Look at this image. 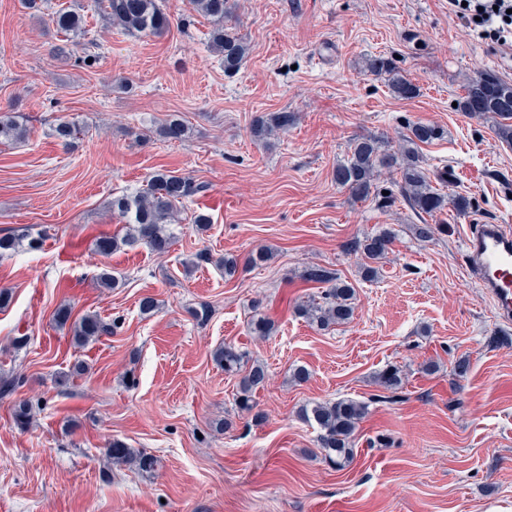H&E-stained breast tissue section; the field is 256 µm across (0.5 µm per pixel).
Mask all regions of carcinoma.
<instances>
[{
    "label": "carcinoma",
    "instance_id": "carcinoma-1",
    "mask_svg": "<svg viewBox=\"0 0 512 512\" xmlns=\"http://www.w3.org/2000/svg\"><path fill=\"white\" fill-rule=\"evenodd\" d=\"M94 3L109 23L130 36H160L168 30L171 15L168 0H94ZM212 22L209 35L210 46L219 53L224 62V73L238 72L249 47L235 27L229 24L233 14L231 0H191ZM51 22L64 34L74 36L85 32L84 16L74 10L62 8L54 12ZM365 71L385 76L390 93L399 99H412L419 94V88L404 74L395 61L384 56H370L365 59ZM455 110L474 119L492 117L495 119L496 136L512 143V84L490 71H481L469 77L464 86V94L457 99ZM299 120L296 112H269L258 115L253 120V136L261 139L273 132L286 133ZM186 125L179 119H170L157 129L160 137L180 141L185 137ZM54 136L64 144L79 132L76 124L61 121L53 128ZM444 130L424 121L410 122L406 133L402 134L398 147L387 148L385 141L375 136L357 137L350 144L346 157L336 163L333 180L338 187L356 201L375 199L376 181L384 170L399 172V193L412 210L435 220L433 224H418L417 237L422 241L434 238L435 234L446 231L438 223L448 207L459 214H465L471 207V200L463 194L453 197L440 192L424 167L421 145L440 139ZM27 136L26 127L12 113H0V140L20 141ZM204 185L188 176L168 170L156 171L149 180L147 189L134 196L112 199V211L118 213L124 224L116 233L105 235L96 241V249L103 256H109L125 247L143 246L149 251L163 255L170 251L174 236L168 231L178 205L184 200L202 192ZM49 237L44 230L35 237L19 234L0 236V256L15 252L22 244L31 250L42 247ZM391 243L390 231L379 233L351 243L349 251L361 254L364 262L360 265L364 278L378 277L377 263L383 259ZM308 283L324 284L321 300H310L298 307V313L317 326L327 329L332 325L349 320L354 311L352 300L355 289L342 280L335 270L320 265L305 268L302 274ZM60 326L73 322V342L84 345L101 336H110L118 322L104 321L99 315L89 313L71 320V311L60 308L55 314ZM215 362L228 375H237L248 363L246 352L232 343H226L214 352ZM268 378L262 364H254L241 377L235 394V406L242 412L250 413L256 407L255 392L264 386ZM379 382L387 389L396 390L402 384L400 371L396 368L383 370ZM366 406L352 400H336L316 403L303 407L304 419L312 420L318 427L319 446L328 451L330 461L341 467L346 456L352 452V441L359 421L365 415ZM105 454L117 464H133L142 471H151L157 459L151 455L128 447L119 439L112 440Z\"/></svg>",
    "mask_w": 512,
    "mask_h": 512
}]
</instances>
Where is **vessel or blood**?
Listing matches in <instances>:
<instances>
[{
    "label": "vessel or blood",
    "instance_id": "1",
    "mask_svg": "<svg viewBox=\"0 0 512 512\" xmlns=\"http://www.w3.org/2000/svg\"><path fill=\"white\" fill-rule=\"evenodd\" d=\"M468 270L501 320L512 321V227L478 224L466 239Z\"/></svg>",
    "mask_w": 512,
    "mask_h": 512
}]
</instances>
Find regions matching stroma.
Instances as JSON below:
<instances>
[{
    "label": "stroma",
    "mask_w": 512,
    "mask_h": 512,
    "mask_svg": "<svg viewBox=\"0 0 512 512\" xmlns=\"http://www.w3.org/2000/svg\"><path fill=\"white\" fill-rule=\"evenodd\" d=\"M74 2L97 45L89 65L48 22ZM87 3L45 0L34 14L0 0V111L28 130L0 142V235L50 234L0 258L12 295L0 380L20 381L0 396V512H512V322L469 278L464 244L469 226L512 225V145L492 119L453 108L474 73L512 83V59L469 36L448 0H234L249 54L228 76L189 0H169V31L145 37ZM380 54L399 55L418 96L395 98L364 72L363 58ZM282 110L297 125L253 136L255 116ZM174 115L189 131L171 142L156 129ZM417 119L445 131L421 148L429 172L451 171L448 195L474 200L429 241L403 200L354 201L332 178L352 138L394 143ZM62 120L84 129L72 145L52 135ZM161 169L206 186L181 204L170 251L99 255L96 239L119 227L111 199ZM197 210L211 216L202 233ZM383 229L392 243L378 279L364 280L346 245ZM264 245L274 258L247 265ZM201 251L210 262L197 263ZM227 255L242 260L230 279L215 265ZM311 264L353 284L350 321L322 330L298 314L323 290L302 278ZM106 266L120 287L99 286ZM147 296L159 304L149 315ZM202 305L204 322L192 315ZM62 307L118 329L75 347L55 322ZM258 312L275 323L265 339L250 332ZM226 343L268 371L255 412H238L237 380L213 359ZM298 366L307 381L291 380ZM389 366L403 371L401 389L376 383ZM20 399L32 406L23 429ZM336 399L367 407L340 469L299 415ZM115 439L156 457L155 469L113 465L104 450Z\"/></svg>",
    "instance_id": "1"
}]
</instances>
